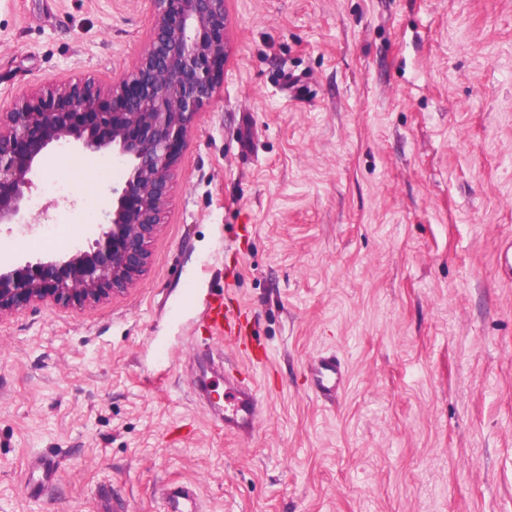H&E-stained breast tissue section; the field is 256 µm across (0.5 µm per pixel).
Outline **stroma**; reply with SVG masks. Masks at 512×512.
Listing matches in <instances>:
<instances>
[{
    "instance_id": "35a3bbf8",
    "label": "stroma",
    "mask_w": 512,
    "mask_h": 512,
    "mask_svg": "<svg viewBox=\"0 0 512 512\" xmlns=\"http://www.w3.org/2000/svg\"><path fill=\"white\" fill-rule=\"evenodd\" d=\"M226 11L224 79L135 286L0 317V512H162L169 484L200 512H512V0ZM151 18L0 0V113L119 78ZM42 201L27 232L0 225L10 261L96 237L83 190ZM217 295L264 363L208 336ZM325 353L347 374L329 399L309 378ZM234 365L262 400L248 439L199 394Z\"/></svg>"
}]
</instances>
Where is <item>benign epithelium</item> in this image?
Returning <instances> with one entry per match:
<instances>
[{
  "instance_id": "7a95c632",
  "label": "benign epithelium",
  "mask_w": 512,
  "mask_h": 512,
  "mask_svg": "<svg viewBox=\"0 0 512 512\" xmlns=\"http://www.w3.org/2000/svg\"><path fill=\"white\" fill-rule=\"evenodd\" d=\"M142 52L110 83L54 84L0 113V224H26L33 176L48 148L118 167L99 232L70 253L0 266V316L34 303L81 307L132 287L160 230L195 119L224 67V0H151Z\"/></svg>"
}]
</instances>
